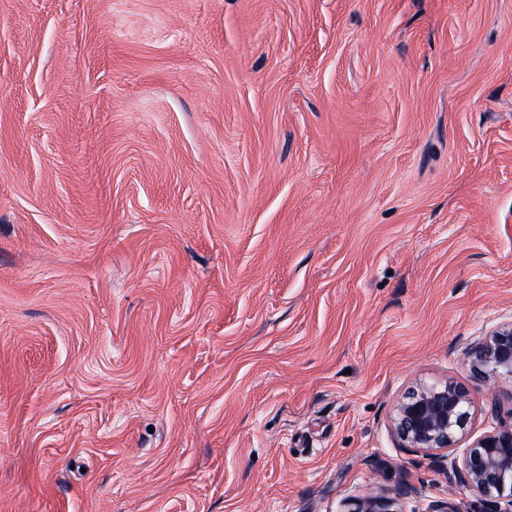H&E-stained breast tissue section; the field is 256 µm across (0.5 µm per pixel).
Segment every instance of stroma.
Wrapping results in <instances>:
<instances>
[{
  "mask_svg": "<svg viewBox=\"0 0 512 512\" xmlns=\"http://www.w3.org/2000/svg\"><path fill=\"white\" fill-rule=\"evenodd\" d=\"M512 319V0H0V512H338Z\"/></svg>",
  "mask_w": 512,
  "mask_h": 512,
  "instance_id": "obj_1",
  "label": "stroma"
}]
</instances>
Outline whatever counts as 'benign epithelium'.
<instances>
[{
	"instance_id": "1",
	"label": "benign epithelium",
	"mask_w": 512,
	"mask_h": 512,
	"mask_svg": "<svg viewBox=\"0 0 512 512\" xmlns=\"http://www.w3.org/2000/svg\"><path fill=\"white\" fill-rule=\"evenodd\" d=\"M473 376L483 382L512 380V320L493 326L462 350ZM471 391L454 381H419L395 405L392 431L399 447L432 458L448 481V498L433 501L423 512H461L455 488L475 495L481 512H512V421H499L475 437L461 455L448 449L469 434ZM410 483L392 491L373 489L342 502L340 512H400L401 499L420 498Z\"/></svg>"
}]
</instances>
